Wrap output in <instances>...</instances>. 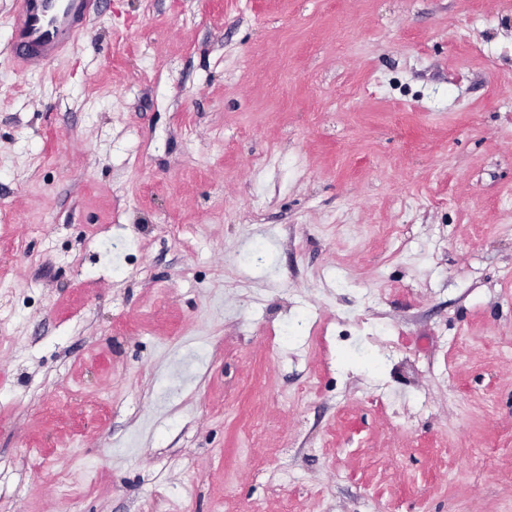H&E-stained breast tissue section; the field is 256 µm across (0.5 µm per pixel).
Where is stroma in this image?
I'll return each mask as SVG.
<instances>
[{
	"mask_svg": "<svg viewBox=\"0 0 512 512\" xmlns=\"http://www.w3.org/2000/svg\"><path fill=\"white\" fill-rule=\"evenodd\" d=\"M15 9L0 512H512V0ZM106 0H18L11 56L24 72L34 62L54 60L78 39L87 17Z\"/></svg>",
	"mask_w": 512,
	"mask_h": 512,
	"instance_id": "stroma-1",
	"label": "stroma"
}]
</instances>
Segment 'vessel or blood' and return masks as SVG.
I'll use <instances>...</instances> for the list:
<instances>
[{
    "mask_svg": "<svg viewBox=\"0 0 512 512\" xmlns=\"http://www.w3.org/2000/svg\"><path fill=\"white\" fill-rule=\"evenodd\" d=\"M104 0H17L11 56L18 70L54 60L78 39Z\"/></svg>",
    "mask_w": 512,
    "mask_h": 512,
    "instance_id": "vessel-or-blood-1",
    "label": "vessel or blood"
}]
</instances>
